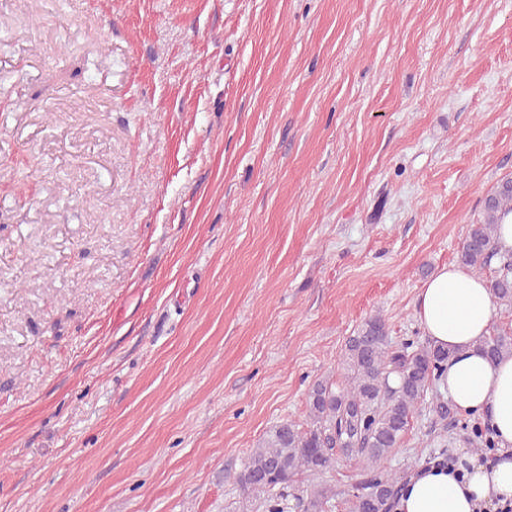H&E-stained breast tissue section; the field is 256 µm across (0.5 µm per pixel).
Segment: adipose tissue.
Wrapping results in <instances>:
<instances>
[{
	"label": "adipose tissue",
	"instance_id": "1",
	"mask_svg": "<svg viewBox=\"0 0 512 512\" xmlns=\"http://www.w3.org/2000/svg\"><path fill=\"white\" fill-rule=\"evenodd\" d=\"M492 312L484 279L452 265L435 273L416 298L424 336L452 352L443 390L461 413L495 430L500 450L495 462L473 463L461 476L444 465L421 466L404 485L396 512H484L512 502V356L492 363L478 348Z\"/></svg>",
	"mask_w": 512,
	"mask_h": 512
}]
</instances>
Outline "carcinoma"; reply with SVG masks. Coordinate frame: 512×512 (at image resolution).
Listing matches in <instances>:
<instances>
[{"label": "carcinoma", "mask_w": 512, "mask_h": 512, "mask_svg": "<svg viewBox=\"0 0 512 512\" xmlns=\"http://www.w3.org/2000/svg\"><path fill=\"white\" fill-rule=\"evenodd\" d=\"M483 204L484 220L470 226L458 262L475 276L496 263L495 274L486 279L489 294L512 309V252L500 251L496 242L498 224L512 212V178L502 179ZM479 349L491 361L512 356V333H493ZM451 356L450 350L428 341L394 345L381 317L366 319L345 343L344 379L318 380L310 388L309 426L301 429L283 421L252 450L237 477L245 501L261 500L263 512H289L293 499L301 512H325L336 488L320 484L302 491L297 477L323 473L343 456L360 466V479L348 491L349 512H393L401 478L384 472L382 465L400 447L410 420L426 402L429 385L445 376ZM428 409L442 421L462 424L480 447L498 446L495 432L474 415L460 420L459 411L438 397Z\"/></svg>", "instance_id": "1"}]
</instances>
